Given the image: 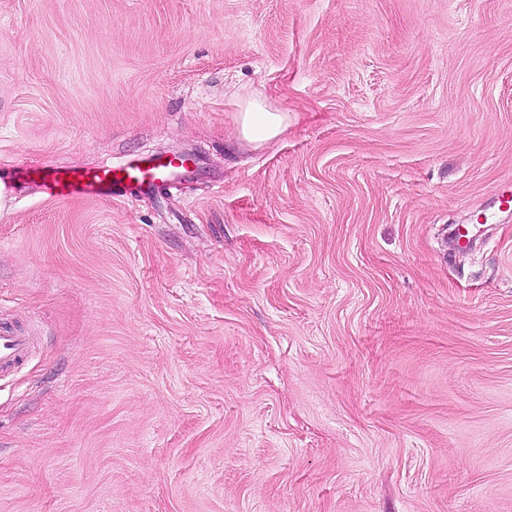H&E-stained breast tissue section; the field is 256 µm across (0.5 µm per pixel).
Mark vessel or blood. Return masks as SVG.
Listing matches in <instances>:
<instances>
[{
    "mask_svg": "<svg viewBox=\"0 0 512 512\" xmlns=\"http://www.w3.org/2000/svg\"><path fill=\"white\" fill-rule=\"evenodd\" d=\"M190 173L184 162L151 156L97 167L22 164L16 166L9 180L11 187L23 185L51 199L92 200L122 196L134 189L147 192ZM34 343V337L0 326V379L11 376L28 361Z\"/></svg>",
    "mask_w": 512,
    "mask_h": 512,
    "instance_id": "obj_1",
    "label": "vessel or blood"
}]
</instances>
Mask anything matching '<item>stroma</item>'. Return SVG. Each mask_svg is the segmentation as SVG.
<instances>
[{"instance_id": "obj_1", "label": "stroma", "mask_w": 512, "mask_h": 512, "mask_svg": "<svg viewBox=\"0 0 512 512\" xmlns=\"http://www.w3.org/2000/svg\"><path fill=\"white\" fill-rule=\"evenodd\" d=\"M181 151L0 203V512H512V0H0L1 173ZM238 123L240 136L258 147L278 137L288 127V115L265 110L257 100H253L245 112H239ZM176 158L146 157L127 163L97 167L18 165L9 175L10 188L37 189L57 200H92L123 196L132 189L152 191L160 184L192 175L186 162ZM35 338L0 326V379L9 377L28 361Z\"/></svg>"}]
</instances>
